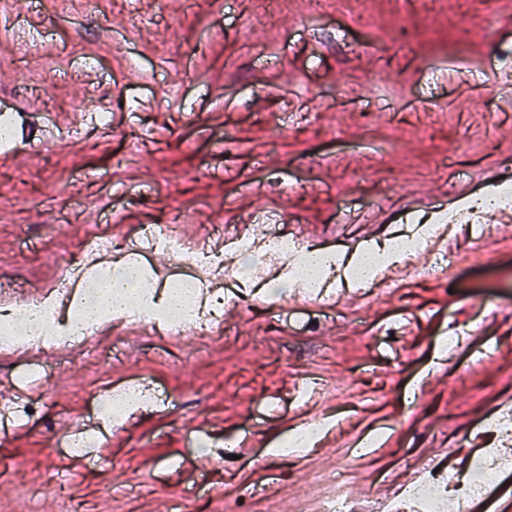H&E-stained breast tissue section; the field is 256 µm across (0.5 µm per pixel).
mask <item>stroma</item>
I'll return each mask as SVG.
<instances>
[{"mask_svg": "<svg viewBox=\"0 0 512 512\" xmlns=\"http://www.w3.org/2000/svg\"><path fill=\"white\" fill-rule=\"evenodd\" d=\"M7 13L0 112L38 114L56 136L46 144L25 122L0 161V289L46 288L91 232L129 244L173 214L177 236L211 239L253 212L284 213L304 246L355 255L421 214L461 211L512 159L496 79L512 73V0H11ZM20 31L42 53L15 60ZM49 55L51 107L18 91ZM106 91L110 127L77 118L75 103ZM452 235L459 254L421 249L424 277L361 305L231 297L219 335L119 327L73 352L0 358V392L27 410L0 414V512H225L237 500L307 512L317 473L347 456L358 501L419 466L474 467L491 442L479 421L512 416V233L489 220ZM40 365L49 385L22 383ZM310 380L322 389L300 400ZM130 382L159 402L100 425L91 395ZM329 414L303 461L275 455L304 418ZM92 436L90 461L64 455L62 441Z\"/></svg>", "mask_w": 512, "mask_h": 512, "instance_id": "1", "label": "stroma"}]
</instances>
